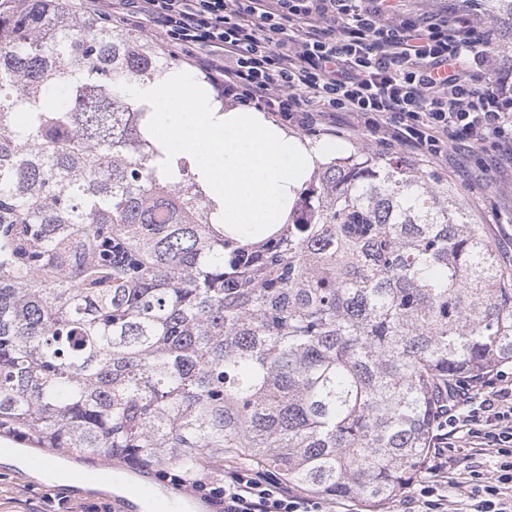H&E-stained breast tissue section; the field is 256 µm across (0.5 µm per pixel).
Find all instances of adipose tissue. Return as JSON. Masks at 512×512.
<instances>
[{
  "label": "adipose tissue",
  "instance_id": "adipose-tissue-1",
  "mask_svg": "<svg viewBox=\"0 0 512 512\" xmlns=\"http://www.w3.org/2000/svg\"><path fill=\"white\" fill-rule=\"evenodd\" d=\"M131 94L152 106L163 154L193 159L199 181L217 199V221L255 235L286 222L325 151L288 136L254 108L221 109L205 85L182 71H170L160 84L133 86Z\"/></svg>",
  "mask_w": 512,
  "mask_h": 512
}]
</instances>
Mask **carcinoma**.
I'll use <instances>...</instances> for the list:
<instances>
[{
    "instance_id": "obj_1",
    "label": "carcinoma",
    "mask_w": 512,
    "mask_h": 512,
    "mask_svg": "<svg viewBox=\"0 0 512 512\" xmlns=\"http://www.w3.org/2000/svg\"><path fill=\"white\" fill-rule=\"evenodd\" d=\"M512 36V0H483ZM133 32L0 12V433L192 473L247 457L384 512L440 394L512 363V276L406 160L317 164L288 222L230 233L167 164Z\"/></svg>"
}]
</instances>
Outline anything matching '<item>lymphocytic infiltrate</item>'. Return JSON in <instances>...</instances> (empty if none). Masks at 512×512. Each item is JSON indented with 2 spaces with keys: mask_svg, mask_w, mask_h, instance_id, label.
I'll list each match as a JSON object with an SVG mask.
<instances>
[{
  "mask_svg": "<svg viewBox=\"0 0 512 512\" xmlns=\"http://www.w3.org/2000/svg\"><path fill=\"white\" fill-rule=\"evenodd\" d=\"M121 26L151 23L158 43L182 55L230 105L274 114L308 135L332 134L337 115L363 120L388 146L430 161L460 142L512 154V72L497 66L489 27L465 0L452 17H404L401 0H88ZM495 458L494 474L465 465ZM429 470L438 481L404 497L419 512H453L449 488L477 512H512V374L492 370L449 392L435 413ZM195 491L224 512H332L320 498L260 467L225 469L222 486Z\"/></svg>",
  "mask_w": 512,
  "mask_h": 512,
  "instance_id": "1",
  "label": "lymphocytic infiltrate"
}]
</instances>
